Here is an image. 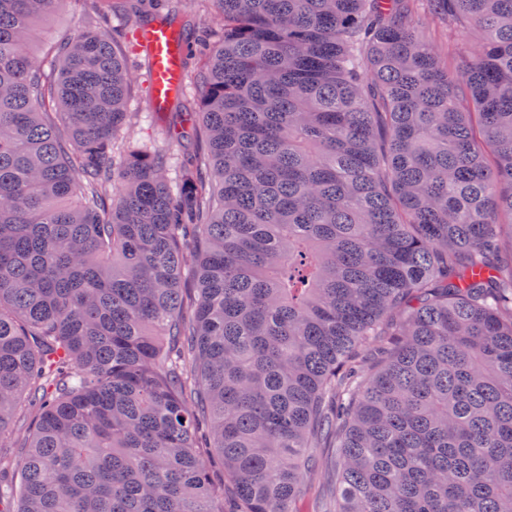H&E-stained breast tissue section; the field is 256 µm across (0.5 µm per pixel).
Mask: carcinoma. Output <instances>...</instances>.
<instances>
[{"instance_id": "obj_1", "label": "carcinoma", "mask_w": 512, "mask_h": 512, "mask_svg": "<svg viewBox=\"0 0 512 512\" xmlns=\"http://www.w3.org/2000/svg\"><path fill=\"white\" fill-rule=\"evenodd\" d=\"M0 0V446L36 410L15 512H512V0L441 65L403 0H206L195 137L117 148L133 76L91 12L48 86ZM62 110L70 140L42 116ZM197 297L181 295L187 227ZM212 478L216 485L224 484V506H226V510L229 512L241 511L242 507L235 496L232 482L227 475H224V469L218 461L212 469Z\"/></svg>"}]
</instances>
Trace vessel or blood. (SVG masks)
<instances>
[{"mask_svg": "<svg viewBox=\"0 0 512 512\" xmlns=\"http://www.w3.org/2000/svg\"><path fill=\"white\" fill-rule=\"evenodd\" d=\"M139 37L142 44L148 47L152 58L149 103L153 111L161 112L181 88L182 48L176 29L158 23L140 28Z\"/></svg>", "mask_w": 512, "mask_h": 512, "instance_id": "b4317fda", "label": "vessel or blood"}]
</instances>
